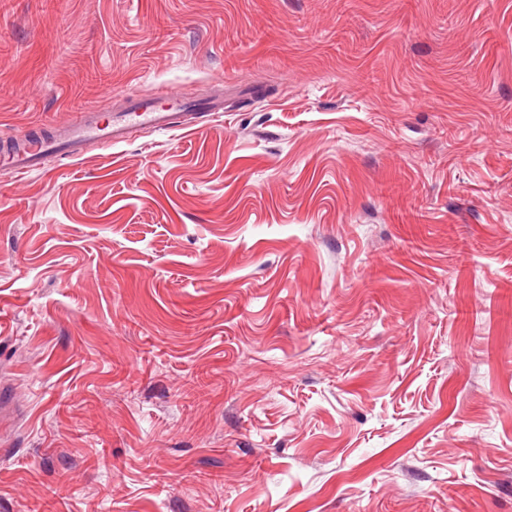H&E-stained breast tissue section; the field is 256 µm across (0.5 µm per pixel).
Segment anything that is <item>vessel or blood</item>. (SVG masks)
<instances>
[{"instance_id": "1", "label": "vessel or blood", "mask_w": 512, "mask_h": 512, "mask_svg": "<svg viewBox=\"0 0 512 512\" xmlns=\"http://www.w3.org/2000/svg\"><path fill=\"white\" fill-rule=\"evenodd\" d=\"M194 105L187 92H169L163 89L147 92H130L122 111L101 116L97 106L83 109L70 124L57 130L50 138L28 140L25 146L15 150H0V164L13 173L24 175L38 169L47 152L57 151L76 158L89 141L99 140L110 145L124 142L135 128H151L170 131L184 128L186 112Z\"/></svg>"}]
</instances>
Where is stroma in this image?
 <instances>
[{"label":"stroma","mask_w":512,"mask_h":512,"mask_svg":"<svg viewBox=\"0 0 512 512\" xmlns=\"http://www.w3.org/2000/svg\"><path fill=\"white\" fill-rule=\"evenodd\" d=\"M153 88L0 166V512H512V0H0V142ZM126 106L103 120L95 105L83 109L70 124L57 130L52 138L28 140L20 150L9 146L1 153L0 164L13 173L24 175L38 169L44 155L58 151L67 157L81 155L83 145L99 140L114 146L124 142L133 128H151L157 131L187 129L186 112L195 106L189 92H169L164 89L130 92L124 95Z\"/></svg>","instance_id":"35a3bbf8"}]
</instances>
